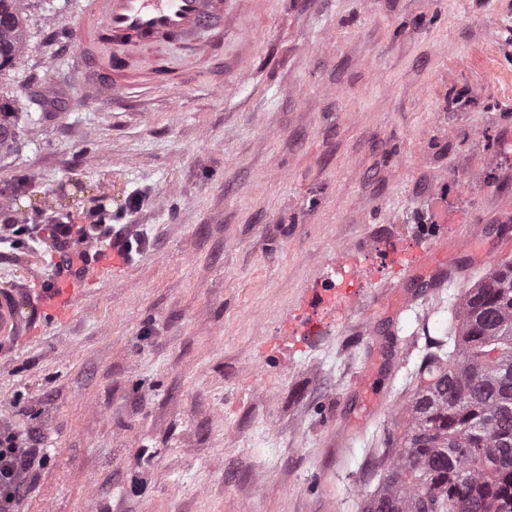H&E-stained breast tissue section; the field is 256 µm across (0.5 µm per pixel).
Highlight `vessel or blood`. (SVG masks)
<instances>
[{
  "label": "vessel or blood",
  "mask_w": 512,
  "mask_h": 512,
  "mask_svg": "<svg viewBox=\"0 0 512 512\" xmlns=\"http://www.w3.org/2000/svg\"><path fill=\"white\" fill-rule=\"evenodd\" d=\"M85 2V13L74 30L78 65L73 76L83 93L98 97H111L116 90V68L144 63V49L180 43L191 45L200 56L213 46L209 34L224 31V0ZM147 66L154 82L168 81L167 59H153ZM95 254L80 271L62 273L50 287L30 288L23 277L0 291V358L32 339L41 316L70 318L86 282L107 277L121 263L120 256L109 249L96 248Z\"/></svg>",
  "instance_id": "obj_1"
}]
</instances>
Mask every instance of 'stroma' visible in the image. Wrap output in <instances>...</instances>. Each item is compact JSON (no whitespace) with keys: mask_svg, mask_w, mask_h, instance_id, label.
I'll return each instance as SVG.
<instances>
[{"mask_svg":"<svg viewBox=\"0 0 512 512\" xmlns=\"http://www.w3.org/2000/svg\"><path fill=\"white\" fill-rule=\"evenodd\" d=\"M84 0H30L17 218L106 207L149 243L0 358V430L44 433L16 512H360L377 450L512 215V0H224V42L116 99L67 72ZM465 276L404 270L428 230ZM55 263L0 245V289ZM357 300L298 345L311 291Z\"/></svg>","mask_w":512,"mask_h":512,"instance_id":"1","label":"stroma"}]
</instances>
